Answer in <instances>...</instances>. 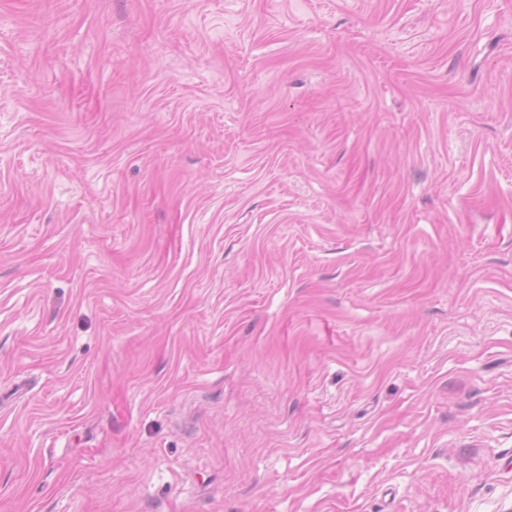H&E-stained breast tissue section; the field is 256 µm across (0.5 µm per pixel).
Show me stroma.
Masks as SVG:
<instances>
[{
  "label": "stroma",
  "mask_w": 512,
  "mask_h": 512,
  "mask_svg": "<svg viewBox=\"0 0 512 512\" xmlns=\"http://www.w3.org/2000/svg\"><path fill=\"white\" fill-rule=\"evenodd\" d=\"M0 512H512V0H0Z\"/></svg>",
  "instance_id": "stroma-1"
}]
</instances>
